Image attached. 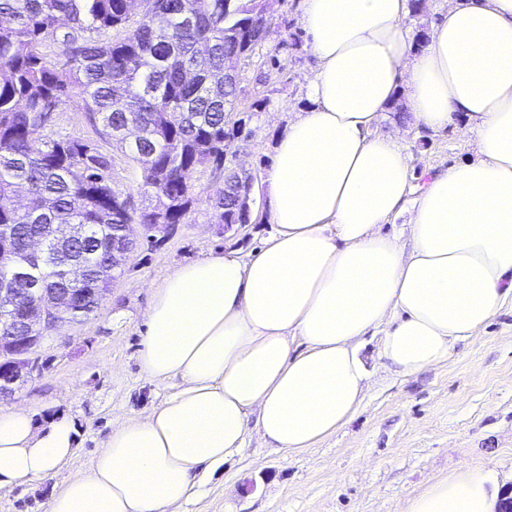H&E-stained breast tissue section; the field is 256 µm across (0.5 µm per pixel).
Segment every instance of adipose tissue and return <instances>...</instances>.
<instances>
[{"mask_svg": "<svg viewBox=\"0 0 512 512\" xmlns=\"http://www.w3.org/2000/svg\"><path fill=\"white\" fill-rule=\"evenodd\" d=\"M410 13V0H304L316 67L268 172L274 231L249 258L210 255L154 287L139 365L178 386L147 418L115 423L49 512H173L248 434L293 458L352 420L372 376L367 334L412 376L512 305V0H448L421 48ZM401 95L426 127L463 121L479 154L431 173L416 196L399 132L378 131ZM403 211L408 240L382 233ZM76 436L64 419L0 414V489L51 476ZM496 502L464 470L405 512Z\"/></svg>", "mask_w": 512, "mask_h": 512, "instance_id": "1", "label": "adipose tissue"}]
</instances>
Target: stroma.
<instances>
[{
	"label": "stroma",
	"mask_w": 512,
	"mask_h": 512,
	"mask_svg": "<svg viewBox=\"0 0 512 512\" xmlns=\"http://www.w3.org/2000/svg\"><path fill=\"white\" fill-rule=\"evenodd\" d=\"M273 10L267 39L237 66V109L249 136L229 151L234 164L263 173L279 135L308 105L305 77L313 66L307 43L291 39L301 30L302 0H275ZM272 55L278 65H269ZM258 99L266 105L252 111ZM395 127L412 158L414 187H421L425 168L439 171L474 156L472 139L456 126L432 130L412 112L400 120L386 113L381 131ZM39 136L94 138L84 101L63 103ZM191 183L185 224L159 246L135 250L97 312L43 342L41 374L0 399V412L22 407L39 422L59 415L79 430L73 457L53 477L0 489V512H49L52 495L87 473L116 421L146 417L166 396L138 361L153 286L206 256L252 253L273 232L267 181L256 188V223L230 235L216 225L212 207L222 175L206 165ZM377 349V337L366 336L372 379L347 425L292 459L249 435L241 453L213 471L178 512H405L429 483L462 469L481 473L494 491L512 487V309L493 317L481 336L458 342L447 365L414 376L386 367Z\"/></svg>",
	"instance_id": "stroma-1"
}]
</instances>
